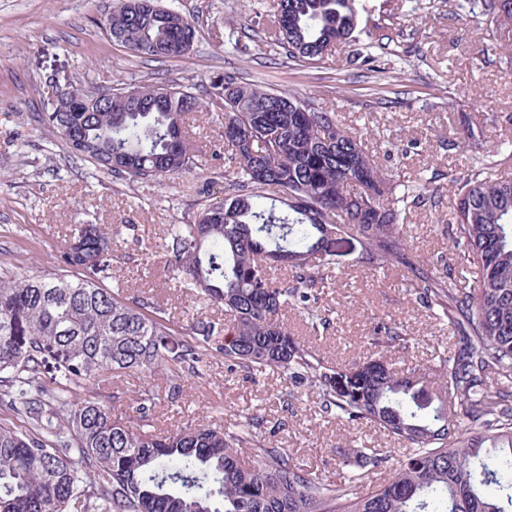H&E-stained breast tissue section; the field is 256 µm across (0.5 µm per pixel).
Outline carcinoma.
<instances>
[{
	"label": "carcinoma",
	"mask_w": 512,
	"mask_h": 512,
	"mask_svg": "<svg viewBox=\"0 0 512 512\" xmlns=\"http://www.w3.org/2000/svg\"><path fill=\"white\" fill-rule=\"evenodd\" d=\"M485 18L490 44L512 72V0H456ZM358 0H278L267 44L295 61L324 62L355 42L366 64L392 42L358 37ZM108 36L136 56L182 58L196 27L159 0H119ZM224 141L236 166L224 197L201 211L207 223L172 224L162 244L172 279L224 308V327L182 324L153 298L109 289L117 224L72 230L56 273L0 277V512H512V178L488 171L512 161V143L462 174L436 172L397 182L375 163L365 137L305 98L226 74L216 84ZM211 102L189 91L140 84L107 96L95 112L42 120L73 152L114 176L158 180L198 166L186 123ZM277 138L267 137L269 126ZM452 196L448 235L464 249L472 282L463 286L443 259L405 257L401 215ZM354 231L359 260L381 271L402 265L409 291L457 338L430 375L411 360L395 371L383 359L332 366L289 331L284 312L305 311L314 331L333 319L319 305L332 280L336 242ZM281 262L283 283L269 273ZM372 345L405 341L394 320L379 322ZM258 372L280 370L317 393L325 417L369 423L409 448L387 482L363 492L364 472L326 483L276 439L257 440L264 420L234 429L162 430L159 394L94 391L109 371L120 378L176 365L199 376L207 359ZM355 380L340 391L336 381ZM88 392L72 398L73 390ZM250 450L248 456L242 449Z\"/></svg>",
	"instance_id": "1"
}]
</instances>
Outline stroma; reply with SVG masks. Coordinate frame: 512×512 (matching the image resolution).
I'll use <instances>...</instances> for the list:
<instances>
[{
  "instance_id": "obj_1",
  "label": "stroma",
  "mask_w": 512,
  "mask_h": 512,
  "mask_svg": "<svg viewBox=\"0 0 512 512\" xmlns=\"http://www.w3.org/2000/svg\"><path fill=\"white\" fill-rule=\"evenodd\" d=\"M361 28L392 33L390 51L400 56L402 78L394 102L376 104L366 68L350 65L353 48L335 47L318 65L287 59L263 40L262 18L276 0H161L192 19L197 40L188 57L152 60L133 56L103 29L117 0H0V273H52L75 225L124 224L114 254L121 288L155 296L177 320H214L224 312L203 295L171 279L162 243L172 224L195 220L210 195H223L224 113L216 106L199 114L191 128L199 166L161 180H119L84 161L39 121L56 90L76 86L108 91L139 84L172 85L205 100L214 84L231 73L294 91L319 110L337 113L344 126L371 130L370 151L397 180H413L424 169L462 172L478 156L512 140V75L482 61L487 43L481 16H455L456 0H361ZM235 34L238 43L225 45ZM344 93H337V86ZM396 151H387L388 143ZM449 201L438 208L406 211L405 241L410 258L443 254L453 273L467 261L443 227ZM353 246L336 256L333 284L321 294L333 310V324L313 331L303 315L287 312L293 332L312 342L334 363L372 356L365 339L386 318L403 326L418 360L434 368L454 345L446 321L420 306L407 288L404 271L372 274ZM182 390L169 400L172 378ZM159 393V424L174 429L231 426L240 416L286 419L277 438L297 463L324 482L338 481L342 464L356 465L364 449L378 448L400 460L405 450L377 428L325 418L317 394L292 388L278 369L247 373L223 359L207 361L202 377H179L176 368L146 378L131 374L106 380L102 394L123 395L119 410L143 385Z\"/></svg>"
}]
</instances>
